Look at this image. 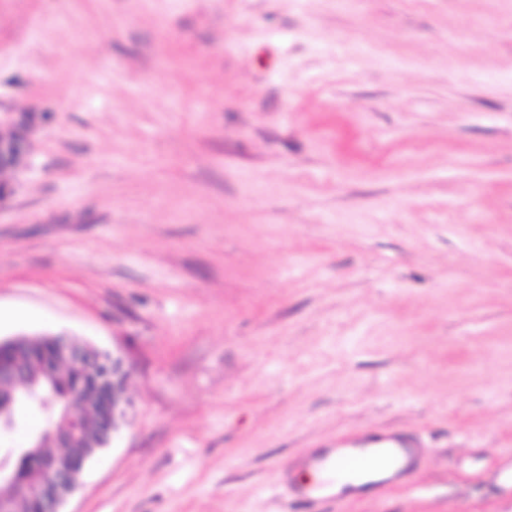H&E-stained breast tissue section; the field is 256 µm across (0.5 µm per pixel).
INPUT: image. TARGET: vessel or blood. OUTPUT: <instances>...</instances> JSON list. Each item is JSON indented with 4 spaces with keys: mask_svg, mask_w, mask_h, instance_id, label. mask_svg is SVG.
Segmentation results:
<instances>
[{
    "mask_svg": "<svg viewBox=\"0 0 512 512\" xmlns=\"http://www.w3.org/2000/svg\"><path fill=\"white\" fill-rule=\"evenodd\" d=\"M424 462L420 438L401 429L365 427L342 435L306 457L303 468L317 479L302 488L311 503L344 500L355 491V479L375 477L376 488L389 490L413 480Z\"/></svg>",
    "mask_w": 512,
    "mask_h": 512,
    "instance_id": "obj_1",
    "label": "vessel or blood"
}]
</instances>
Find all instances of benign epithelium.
<instances>
[{"label": "benign epithelium", "mask_w": 512, "mask_h": 512, "mask_svg": "<svg viewBox=\"0 0 512 512\" xmlns=\"http://www.w3.org/2000/svg\"><path fill=\"white\" fill-rule=\"evenodd\" d=\"M3 124L8 127V133L0 136V170L18 166L29 154L28 131L32 120L27 112H8L0 119V126ZM52 340L56 346L53 364L57 368L87 366L102 361L108 354V351L91 344H78L67 336H54ZM128 406L126 388L112 387L103 444H108L126 422ZM91 456L92 452L88 451L76 462L45 458L43 468L46 481L33 489L17 485L6 462L0 460V483L10 487V493L0 496V512H16L17 499L20 497L37 499L42 512H60L65 498L78 487L83 469Z\"/></svg>", "instance_id": "benign-epithelium-1"}]
</instances>
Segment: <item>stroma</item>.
Returning a JSON list of instances; mask_svg holds the SVG:
<instances>
[{
    "label": "stroma",
    "mask_w": 512,
    "mask_h": 512,
    "mask_svg": "<svg viewBox=\"0 0 512 512\" xmlns=\"http://www.w3.org/2000/svg\"><path fill=\"white\" fill-rule=\"evenodd\" d=\"M0 338L131 368L63 512H303L366 426L411 484L317 512H512V0H0ZM6 125L8 133L0 136V170L18 166L30 152L28 131L32 125L28 112L0 114V126ZM352 461L359 463L360 469L351 468ZM423 462L424 449L418 436L402 429L364 427L336 438L335 442L320 447L302 461L303 468L314 470L317 479L301 489V496L309 503H316L334 498L342 501L356 489H393L411 482ZM376 475L382 477L365 484H349L340 491L333 490L349 478Z\"/></svg>",
    "instance_id": "1"
}]
</instances>
